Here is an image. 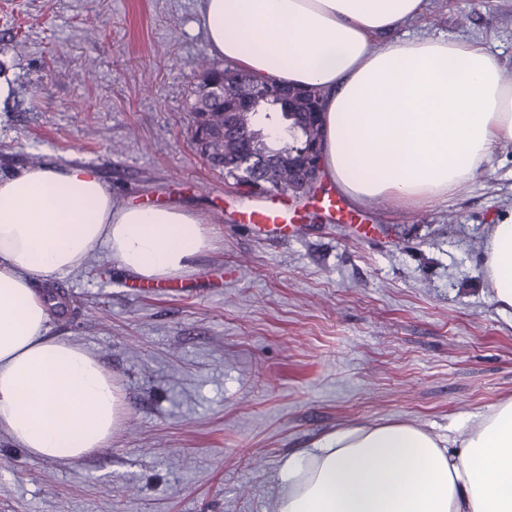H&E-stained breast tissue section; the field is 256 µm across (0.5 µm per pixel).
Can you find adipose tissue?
I'll return each mask as SVG.
<instances>
[{
	"instance_id": "1",
	"label": "adipose tissue",
	"mask_w": 512,
	"mask_h": 512,
	"mask_svg": "<svg viewBox=\"0 0 512 512\" xmlns=\"http://www.w3.org/2000/svg\"><path fill=\"white\" fill-rule=\"evenodd\" d=\"M428 0H201L213 56L256 80L320 92L322 166L353 205L419 206L460 192L512 144V80L477 39H391ZM154 284L210 247L174 205L117 206L89 168L33 164L0 177V433L30 455L78 461L127 416L85 348L49 334L35 285L98 247ZM483 279L512 316V208L490 224ZM275 512H512V397L453 438L409 422L323 433L283 463Z\"/></svg>"
}]
</instances>
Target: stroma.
<instances>
[{
    "label": "stroma",
    "mask_w": 512,
    "mask_h": 512,
    "mask_svg": "<svg viewBox=\"0 0 512 512\" xmlns=\"http://www.w3.org/2000/svg\"><path fill=\"white\" fill-rule=\"evenodd\" d=\"M397 37L476 38L512 80V0H429ZM198 0H0V177L95 170L116 204L194 211L211 239L182 287L132 288L98 249L56 280L49 333L112 372L127 418L75 462L0 435V512H273L284 458L327 431L407 421L452 434L512 396V318L482 282L512 207V145L461 192L357 208L249 193L197 154ZM335 196L337 207H318ZM264 204L280 232L243 223Z\"/></svg>",
    "instance_id": "1"
}]
</instances>
